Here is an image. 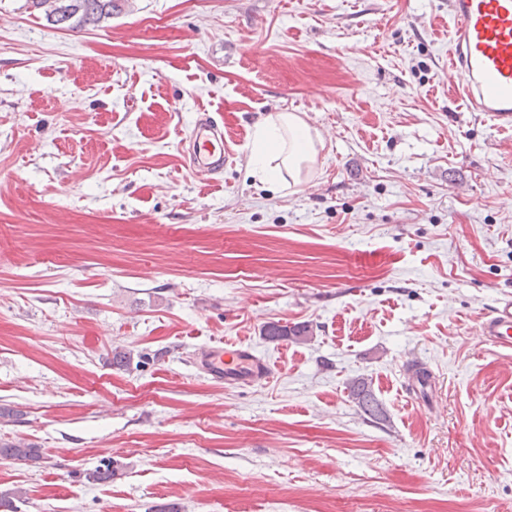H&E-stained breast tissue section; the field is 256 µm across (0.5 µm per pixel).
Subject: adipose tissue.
Listing matches in <instances>:
<instances>
[{"label":"adipose tissue","mask_w":512,"mask_h":512,"mask_svg":"<svg viewBox=\"0 0 512 512\" xmlns=\"http://www.w3.org/2000/svg\"><path fill=\"white\" fill-rule=\"evenodd\" d=\"M316 155L310 126L295 113L278 112L257 125L251 174L271 186L297 185L304 168L315 161Z\"/></svg>","instance_id":"obj_1"}]
</instances>
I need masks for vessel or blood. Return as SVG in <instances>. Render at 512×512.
Returning <instances> with one entry per match:
<instances>
[{
  "label": "vessel or blood",
  "mask_w": 512,
  "mask_h": 512,
  "mask_svg": "<svg viewBox=\"0 0 512 512\" xmlns=\"http://www.w3.org/2000/svg\"><path fill=\"white\" fill-rule=\"evenodd\" d=\"M453 21L448 43V84L466 108L501 130H512V0H448ZM231 150L222 126L208 114L194 124L186 164L194 174L221 175ZM478 333L489 345L512 352V296L497 299ZM208 379L245 387L272 375L270 362L252 347L221 342L195 355Z\"/></svg>",
  "instance_id": "vessel-or-blood-1"
}]
</instances>
